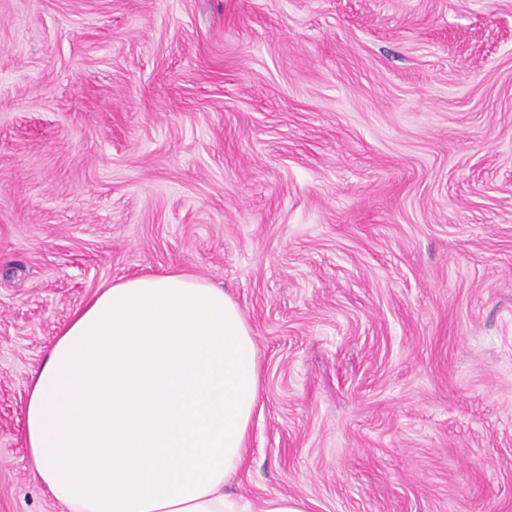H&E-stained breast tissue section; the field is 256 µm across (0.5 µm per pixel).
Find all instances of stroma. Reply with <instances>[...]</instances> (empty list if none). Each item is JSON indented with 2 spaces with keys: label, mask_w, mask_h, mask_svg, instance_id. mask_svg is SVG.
<instances>
[{
  "label": "stroma",
  "mask_w": 512,
  "mask_h": 512,
  "mask_svg": "<svg viewBox=\"0 0 512 512\" xmlns=\"http://www.w3.org/2000/svg\"><path fill=\"white\" fill-rule=\"evenodd\" d=\"M174 270L257 347L226 491L512 512V0H0V512H64L61 327Z\"/></svg>",
  "instance_id": "1"
}]
</instances>
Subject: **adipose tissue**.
Wrapping results in <instances>:
<instances>
[{
    "label": "adipose tissue",
    "instance_id": "1",
    "mask_svg": "<svg viewBox=\"0 0 512 512\" xmlns=\"http://www.w3.org/2000/svg\"><path fill=\"white\" fill-rule=\"evenodd\" d=\"M260 376L252 331L223 288L173 271L100 289L34 372L24 439L64 512L259 509L225 492L245 463Z\"/></svg>",
    "mask_w": 512,
    "mask_h": 512
}]
</instances>
